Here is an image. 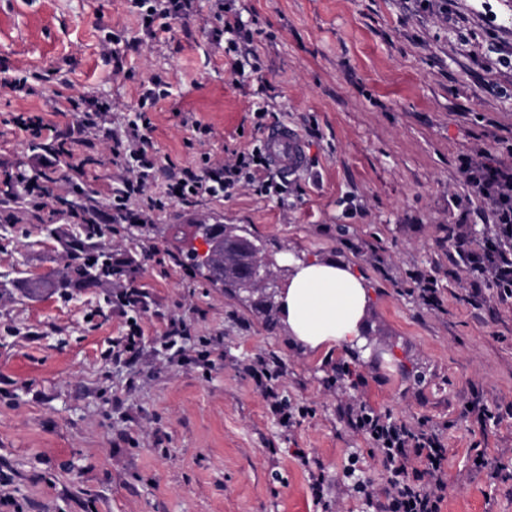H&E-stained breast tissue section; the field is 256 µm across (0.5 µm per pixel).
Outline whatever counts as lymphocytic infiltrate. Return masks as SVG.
Returning <instances> with one entry per match:
<instances>
[{
    "mask_svg": "<svg viewBox=\"0 0 512 512\" xmlns=\"http://www.w3.org/2000/svg\"><path fill=\"white\" fill-rule=\"evenodd\" d=\"M156 100L154 89L140 98V110L122 132L112 136V155L124 159L120 185L112 195L111 213L99 214L102 224L112 219L133 221L128 204L131 199L151 195L155 159L149 152L153 123L147 106ZM77 121L69 129H59L43 117L17 116L16 124L35 138L58 142L59 152L42 154L43 168L54 167L58 155L73 154L86 145L87 135L98 128L109 110L107 103L82 97L68 99ZM512 156V139L497 138L493 149L478 147L460 157V171L467 184L475 186L483 201L492 207L491 236L474 243L467 225L452 224L448 237L462 260L460 271L467 284L469 302H476L484 289H495L499 300L512 299V165L490 161L491 152ZM258 185L270 197L280 198L287 191L285 179L275 173L262 147L236 154L233 161L215 164L209 156L181 169L163 192L167 202L187 203L198 198L230 197L240 183ZM339 411L352 429L363 436L370 456L381 466L384 485L363 477V459L347 450L341 483L348 497L363 507L362 512H441L448 487V455L442 433L426 419L408 421L376 411L366 401L345 397Z\"/></svg>",
    "mask_w": 512,
    "mask_h": 512,
    "instance_id": "obj_1",
    "label": "lymphocytic infiltrate"
}]
</instances>
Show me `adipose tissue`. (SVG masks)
<instances>
[{
  "mask_svg": "<svg viewBox=\"0 0 512 512\" xmlns=\"http://www.w3.org/2000/svg\"><path fill=\"white\" fill-rule=\"evenodd\" d=\"M278 297L288 337L307 352L359 348L368 286L350 266L330 259L289 258Z\"/></svg>",
  "mask_w": 512,
  "mask_h": 512,
  "instance_id": "adipose-tissue-1",
  "label": "adipose tissue"
}]
</instances>
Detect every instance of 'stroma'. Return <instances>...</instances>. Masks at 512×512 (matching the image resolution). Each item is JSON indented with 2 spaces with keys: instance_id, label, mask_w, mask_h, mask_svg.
<instances>
[{
  "instance_id": "1",
  "label": "stroma",
  "mask_w": 512,
  "mask_h": 512,
  "mask_svg": "<svg viewBox=\"0 0 512 512\" xmlns=\"http://www.w3.org/2000/svg\"><path fill=\"white\" fill-rule=\"evenodd\" d=\"M447 2L441 14L430 0H224L257 55V72L239 79L212 0L152 37L128 0H0V180L38 171L17 114L63 127L75 115L54 111L58 98L112 103L93 147L59 156L41 210L22 205L0 224V475L10 478L0 512H321L294 449L332 484L345 450L358 449L384 481L338 414L343 366L375 409L446 425L442 512H512V299L489 289L481 305L465 301L446 232L468 224L479 235L488 222L458 159L512 127V0ZM18 76L34 95L4 88ZM155 77L167 90L151 109L156 189L200 154L227 161L281 123L305 134L304 175L280 202L253 186L161 210L132 200L142 224L111 225L101 240L136 258L137 307L105 305L102 288L66 301L12 288L65 255L76 221L55 209L73 163L87 204L110 211L118 169L106 132L133 119ZM188 116L210 134L196 136ZM217 220L248 225L269 249L352 265L380 324L376 355L290 346L282 319L267 322L183 265L175 226ZM417 268L436 277L444 311L411 294ZM133 321L142 335L130 354L120 340ZM259 358L280 370L285 399L310 411L293 429L245 372ZM476 387L494 413L483 429L460 417ZM480 454L497 479L475 470Z\"/></svg>"
}]
</instances>
